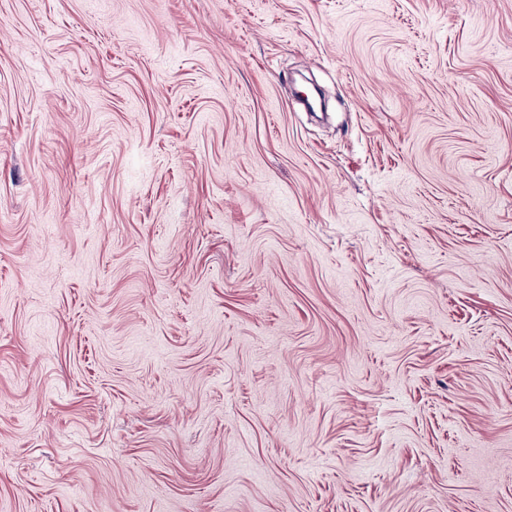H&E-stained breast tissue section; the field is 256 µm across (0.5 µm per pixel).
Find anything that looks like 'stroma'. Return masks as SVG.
Listing matches in <instances>:
<instances>
[{"mask_svg":"<svg viewBox=\"0 0 512 512\" xmlns=\"http://www.w3.org/2000/svg\"><path fill=\"white\" fill-rule=\"evenodd\" d=\"M0 512H512V0H0Z\"/></svg>","mask_w":512,"mask_h":512,"instance_id":"35a3bbf8","label":"stroma"}]
</instances>
